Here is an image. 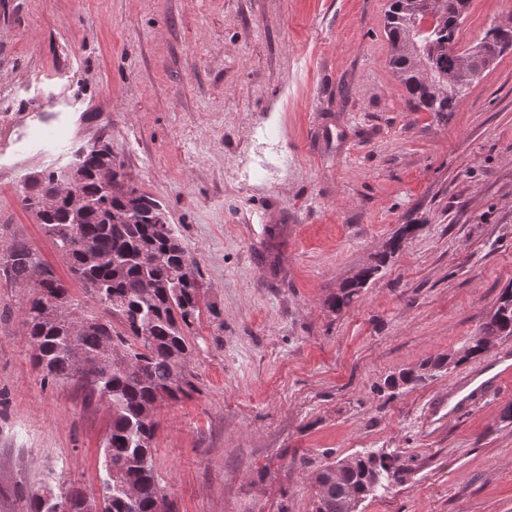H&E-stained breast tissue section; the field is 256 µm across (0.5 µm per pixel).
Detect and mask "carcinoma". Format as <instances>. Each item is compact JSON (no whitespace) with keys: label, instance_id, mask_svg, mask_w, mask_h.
<instances>
[{"label":"carcinoma","instance_id":"cac0c4a2","mask_svg":"<svg viewBox=\"0 0 512 512\" xmlns=\"http://www.w3.org/2000/svg\"><path fill=\"white\" fill-rule=\"evenodd\" d=\"M469 8L470 0H443L433 14L429 0H389L385 32L392 46L390 65L417 108L452 112L473 83L459 77L456 69L458 34ZM506 32L512 34V27L493 25L479 42L463 51L476 76L488 71L512 47L505 43ZM104 153L112 156L107 143L100 151L85 147L77 153V165L87 173L82 193L89 205L82 236L91 243L93 263L83 261L78 237L68 223L65 173H43L26 187L22 203L35 213L55 249L68 257L72 277L120 320L122 330L69 300L73 309L97 323L95 329L77 337L86 358L96 366L90 380L80 374L73 358L67 315L45 318L41 300L33 297L23 309V325L34 363L42 369L45 381H75L90 398L112 411L104 449L105 470L112 472L102 483L105 512H156L163 495L153 473L155 423L145 416L158 403L178 401L192 389L191 373L183 361L191 354L188 334L200 315L201 275L158 202L136 188L106 191L94 180L93 172ZM45 195L60 196L62 201L55 210L44 211L40 199ZM124 210L129 211L127 220H110L111 213ZM410 232L407 225L394 236L378 264L346 282L340 293L328 299L329 308L339 311L347 306L401 249ZM8 252V257L0 258V275L5 280L24 284L33 268L41 266L48 273V287L66 288L26 242H12ZM507 336H512L511 288L501 294L463 350L430 357L414 368L389 375L376 386V392L387 391L392 397L396 390L423 383L436 371L481 355L495 340ZM404 473L399 456L392 452L358 453L324 495L317 496L316 512H345V499L362 501L377 489L402 481Z\"/></svg>","mask_w":512,"mask_h":512}]
</instances>
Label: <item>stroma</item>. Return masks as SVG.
Returning a JSON list of instances; mask_svg holds the SVG:
<instances>
[{
  "label": "stroma",
  "mask_w": 512,
  "mask_h": 512,
  "mask_svg": "<svg viewBox=\"0 0 512 512\" xmlns=\"http://www.w3.org/2000/svg\"><path fill=\"white\" fill-rule=\"evenodd\" d=\"M386 10L0 0V250L26 241L106 317L22 203L30 176L101 141L162 205L202 277L194 389L155 412L164 512H315L318 470L371 451L398 453L407 473L358 512H512V378L448 417L449 387L487 355L391 398L374 390L465 347L512 285V49L455 111L426 112L388 65ZM511 16L512 0H472L461 46ZM54 71L69 78L60 111L28 84ZM55 132L60 160L33 146ZM372 266L332 311L328 298ZM26 294L0 277V512H27L49 482L97 496L112 422L77 383H43ZM377 272L376 267H371L362 270L358 278H354L346 282L340 289V293L332 295L328 299V306L333 311H340L343 307L347 306L353 295L357 294L360 289L365 288L370 279Z\"/></svg>",
  "instance_id": "obj_1"
}]
</instances>
